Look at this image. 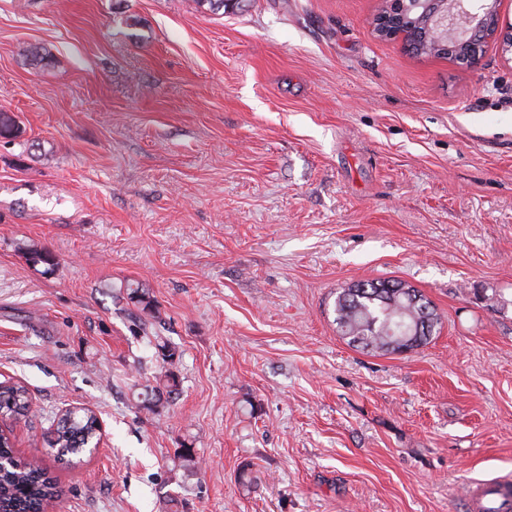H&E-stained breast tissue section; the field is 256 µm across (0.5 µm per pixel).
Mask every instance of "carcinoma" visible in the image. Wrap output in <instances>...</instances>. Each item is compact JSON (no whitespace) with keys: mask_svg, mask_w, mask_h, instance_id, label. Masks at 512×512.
Returning a JSON list of instances; mask_svg holds the SVG:
<instances>
[{"mask_svg":"<svg viewBox=\"0 0 512 512\" xmlns=\"http://www.w3.org/2000/svg\"><path fill=\"white\" fill-rule=\"evenodd\" d=\"M212 12H234L242 0H197ZM395 14L396 26L408 32L405 40L408 51L415 57H436L473 67L480 62L483 51H474L461 44L447 51L428 34L430 15L405 0V6L393 7L390 0L373 18L374 29L386 14ZM334 312L336 324L350 342L363 348L396 352L397 331L400 324L415 326L428 321V332L406 336L410 349L428 343L438 325L439 317L432 303L418 290L391 279L359 281L343 289L336 297ZM27 390L21 385H0V419L15 418L27 412ZM100 440V424L89 410H69L60 418L53 436L48 440L56 450L57 458L77 456ZM0 512H45L46 507L59 496L57 484L36 459L16 458L10 437L0 432Z\"/></svg>","mask_w":512,"mask_h":512,"instance_id":"1","label":"carcinoma"}]
</instances>
